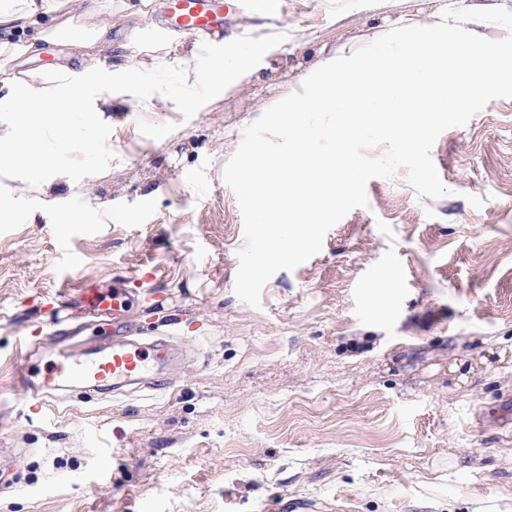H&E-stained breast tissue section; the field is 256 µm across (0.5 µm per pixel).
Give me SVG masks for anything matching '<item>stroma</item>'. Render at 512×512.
I'll list each match as a JSON object with an SVG mask.
<instances>
[{
    "label": "stroma",
    "instance_id": "1",
    "mask_svg": "<svg viewBox=\"0 0 512 512\" xmlns=\"http://www.w3.org/2000/svg\"><path fill=\"white\" fill-rule=\"evenodd\" d=\"M158 2L135 22L88 0L139 80L111 125L71 115L81 149L44 134L52 172L81 191L33 220L0 175V448L17 456L0 512H512V99L437 138L447 195L418 198L402 172L370 180L366 206L274 273L257 308L234 292L245 238L223 180L245 128L333 51L512 0H278L207 45ZM214 58L244 78L201 86L196 110L142 102L138 83L175 95L183 67ZM91 283L124 288L127 324L170 337L171 388L30 409L10 385L18 339L44 335L57 302L80 313Z\"/></svg>",
    "mask_w": 512,
    "mask_h": 512
}]
</instances>
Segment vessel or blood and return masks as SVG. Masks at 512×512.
<instances>
[{
	"label": "vessel or blood",
	"mask_w": 512,
	"mask_h": 512,
	"mask_svg": "<svg viewBox=\"0 0 512 512\" xmlns=\"http://www.w3.org/2000/svg\"><path fill=\"white\" fill-rule=\"evenodd\" d=\"M175 27L195 41L224 34V0H176ZM81 302L88 313L111 312L116 334L110 345L89 343L80 352H62L47 366L23 362L13 373L12 385L24 401L36 408L46 406L53 394L71 389L117 391L131 382L147 378L154 389L167 385L157 370L165 356L159 343L127 332L121 321V294L95 285L81 290Z\"/></svg>",
	"instance_id": "obj_1"
}]
</instances>
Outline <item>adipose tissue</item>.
<instances>
[{"instance_id": "ef3b65f1", "label": "adipose tissue", "mask_w": 512, "mask_h": 512, "mask_svg": "<svg viewBox=\"0 0 512 512\" xmlns=\"http://www.w3.org/2000/svg\"><path fill=\"white\" fill-rule=\"evenodd\" d=\"M77 0H0V53H7L9 64H0V112L10 113L11 119L0 129V173L11 176L24 193H36L42 206L52 207L61 201L57 195L58 179L48 176V163L33 166L31 160L39 154L41 131L55 128L61 143L69 137L63 117L67 112L86 108L93 125L106 126L112 121L107 112L113 94L111 87L99 88V99L86 107L85 96L93 91L89 80L107 76L117 81L135 80L133 61L114 67L106 57L96 55L92 67L78 75L67 68L55 71L48 81L36 85L22 77L16 63H24L38 55L41 44L61 42L80 50L95 51L105 39L104 29L87 26L75 13ZM240 74L225 70L220 61H212L205 70L188 68L183 72L187 93L180 98V108H199L201 101L195 90L207 84L220 92L236 84Z\"/></svg>"}]
</instances>
